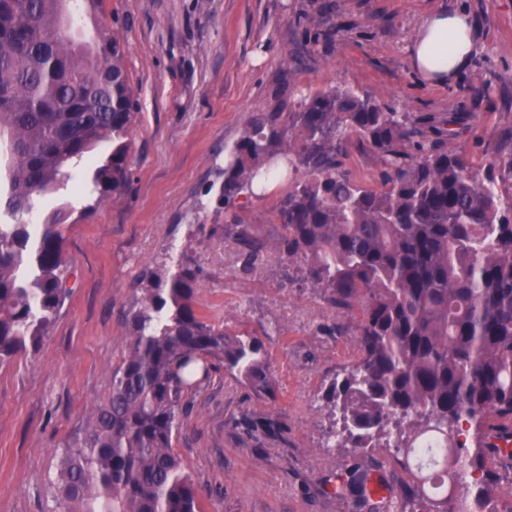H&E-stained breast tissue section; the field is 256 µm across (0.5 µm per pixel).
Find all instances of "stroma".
<instances>
[{
	"instance_id": "35a3bbf8",
	"label": "stroma",
	"mask_w": 512,
	"mask_h": 512,
	"mask_svg": "<svg viewBox=\"0 0 512 512\" xmlns=\"http://www.w3.org/2000/svg\"><path fill=\"white\" fill-rule=\"evenodd\" d=\"M323 2L106 0L101 21L124 45L140 103L129 183L90 212L70 188L40 207L62 198L74 207L62 229L71 294L37 351L0 364V512H48L56 448L107 394L145 275L178 259L197 269V307L211 323L261 338L276 384L275 400L258 398L217 361L189 390L173 446L201 512H360L354 497L331 492L353 457L330 440L336 417L324 399L352 357L356 318L280 255L271 216L287 183L238 211L266 238L250 265L204 190L223 181L230 149L273 106L288 58L306 93L338 84L403 112L463 113L451 146L475 168L512 155V0H336L343 25L328 42L314 23ZM455 12L475 32L472 61L452 84H428L408 47L424 21ZM250 413L278 416L282 438L247 434L240 420Z\"/></svg>"
}]
</instances>
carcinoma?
Returning <instances> with one entry per match:
<instances>
[{"label":"carcinoma","mask_w":512,"mask_h":512,"mask_svg":"<svg viewBox=\"0 0 512 512\" xmlns=\"http://www.w3.org/2000/svg\"><path fill=\"white\" fill-rule=\"evenodd\" d=\"M104 0H0V363L36 351L71 289L61 225L65 202L39 224L41 198L72 181L100 203L124 193L131 128L139 104L115 34L99 18ZM336 0L318 21L336 32ZM281 72L275 105L230 149L214 199L230 214L224 237L245 263L263 253L260 228L235 214L237 201L286 174L273 211L279 249L333 308L359 316L354 361L326 399L338 436L355 459L335 493L367 512H486L491 490L511 474L486 468L512 456V434L493 442L491 422H512V205L498 175L512 156H491L481 176L448 148L462 116L401 112L367 92L330 85L304 95ZM103 141L112 151L80 174ZM383 165L380 184L363 186L343 168L352 142ZM196 269L181 262L150 273L128 318L127 351L110 391L72 441L57 449L51 512H198L199 493L173 448L187 413L185 393L209 378L211 361L275 398L255 334H230L196 310ZM253 436L282 435L272 414L243 416ZM453 441L443 481L426 486L411 463L420 435ZM394 440L411 483L378 499L369 490L380 465L364 455Z\"/></svg>","instance_id":"carcinoma-1"}]
</instances>
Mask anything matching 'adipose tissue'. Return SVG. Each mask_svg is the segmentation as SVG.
<instances>
[{"label":"adipose tissue","mask_w":512,"mask_h":512,"mask_svg":"<svg viewBox=\"0 0 512 512\" xmlns=\"http://www.w3.org/2000/svg\"><path fill=\"white\" fill-rule=\"evenodd\" d=\"M474 51L466 15L438 14L419 29L409 46L412 69L422 79L439 85L450 83L467 66Z\"/></svg>","instance_id":"adipose-tissue-1"}]
</instances>
